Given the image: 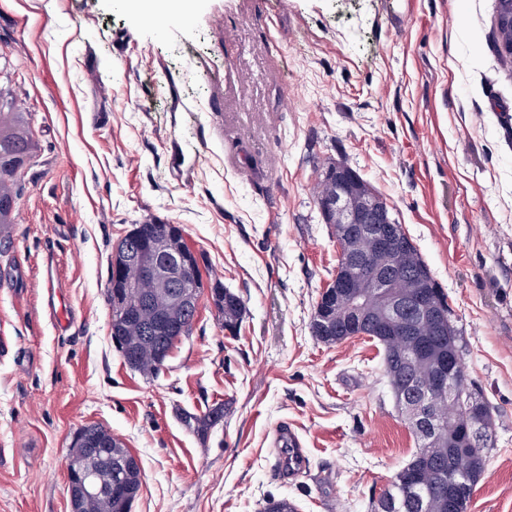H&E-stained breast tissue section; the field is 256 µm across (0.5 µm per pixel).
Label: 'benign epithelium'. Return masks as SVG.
<instances>
[{"label": "benign epithelium", "instance_id": "obj_1", "mask_svg": "<svg viewBox=\"0 0 512 512\" xmlns=\"http://www.w3.org/2000/svg\"><path fill=\"white\" fill-rule=\"evenodd\" d=\"M330 181L335 189L323 198L321 209L333 226L342 260L324 293L336 318V330L348 337L375 336L383 341L394 336L411 337L410 347L430 368L424 394L431 401L429 411L434 417L427 421L417 417L418 410L408 403L406 414L421 427L423 435L435 434L437 442L446 439L451 447L455 445V419L448 418L446 433H436V424L444 400L457 391L466 371L451 340L447 307L433 297L435 284L426 270L404 279L398 276L409 267L411 252L391 221L386 202L345 165L332 170ZM112 268L116 275L111 306L128 320L139 317L142 308L152 302L148 293L138 289L139 284L182 285L174 298L176 306L164 309L148 329L151 334L167 333L178 339L182 325L179 313L198 306L191 289L196 255L183 240L163 233L144 245L123 246L115 252ZM428 336H444L448 343L433 346L426 340ZM66 471L75 492L71 509L78 512L80 498L99 493L90 456L71 453Z\"/></svg>", "mask_w": 512, "mask_h": 512}]
</instances>
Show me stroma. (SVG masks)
<instances>
[{"mask_svg":"<svg viewBox=\"0 0 512 512\" xmlns=\"http://www.w3.org/2000/svg\"><path fill=\"white\" fill-rule=\"evenodd\" d=\"M0 97L20 155L0 232V512H69L65 458L98 425L137 457L132 512H370L418 449L366 336L310 321L339 258L314 188L345 164L445 293L493 407L468 512H512V58L495 0H0ZM179 225L202 289L164 367L110 335L113 252ZM54 270L72 322L44 308ZM244 302L224 328L214 282ZM223 406L206 438L182 411ZM288 426L306 467L279 476Z\"/></svg>","mask_w":512,"mask_h":512,"instance_id":"obj_1","label":"stroma"}]
</instances>
